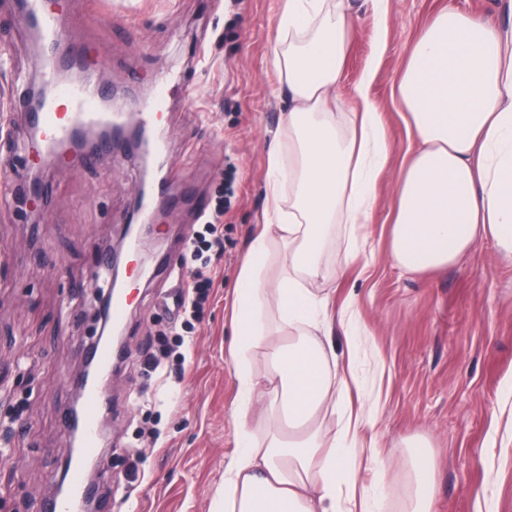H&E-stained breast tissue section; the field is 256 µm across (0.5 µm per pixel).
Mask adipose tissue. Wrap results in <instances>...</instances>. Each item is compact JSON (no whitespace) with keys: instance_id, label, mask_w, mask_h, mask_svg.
I'll list each match as a JSON object with an SVG mask.
<instances>
[{"instance_id":"obj_1","label":"adipose tissue","mask_w":512,"mask_h":512,"mask_svg":"<svg viewBox=\"0 0 512 512\" xmlns=\"http://www.w3.org/2000/svg\"><path fill=\"white\" fill-rule=\"evenodd\" d=\"M507 19L442 10L415 40L398 83L411 143L395 187L388 257L406 272L448 267L480 242L512 263V0ZM273 65L290 98L287 145L268 151L269 209L246 252L232 302L227 362L238 381L237 449L224 464L213 512H374L352 475L350 451L373 414L353 413L335 431L322 426L344 400L328 297L314 291L334 225L358 234L372 223L376 187L390 159L386 128L367 95L375 71L355 87L357 110L341 126L336 86L350 40L343 0H285ZM279 243L280 270H271ZM265 365L256 373L254 361ZM281 412L253 447L255 399ZM418 488L411 512H431L429 443L405 440Z\"/></svg>"}]
</instances>
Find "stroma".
I'll return each mask as SVG.
<instances>
[{"instance_id": "obj_1", "label": "stroma", "mask_w": 512, "mask_h": 512, "mask_svg": "<svg viewBox=\"0 0 512 512\" xmlns=\"http://www.w3.org/2000/svg\"><path fill=\"white\" fill-rule=\"evenodd\" d=\"M351 39L336 96L352 103L368 66V97L384 121L391 163L378 186L368 241L344 276L318 280L332 309L353 299L365 333L349 347L332 340L339 371L351 375L350 404L324 425L337 429L347 406L373 405L376 423L354 449L358 484L375 464L389 474L380 512H403L411 478L402 443H430L432 512H512V440L502 388L512 377V264L491 243L446 268L410 274L385 243L394 183L409 143L394 95L409 51L447 3L500 18L497 0H390L380 21L371 0H350ZM284 0H60L58 26L80 46L113 100L136 109L162 79L176 87L162 124L163 177L185 202L151 210L141 254L122 253L137 286L124 326L128 347L108 376L111 403L98 461L102 512H210L236 448L238 384L226 362L239 267L267 206V150L287 144L288 101L271 65ZM0 158L17 189L0 206V512H37L69 456L60 415L71 406L83 348L96 339L105 289L94 276L100 252L119 246L141 178L136 157L114 150L104 163L48 155L30 136L28 79L33 41L15 0H0ZM224 209L214 284L192 322L172 321L165 302L188 274L187 246L201 213ZM165 346L185 358L183 378L148 366ZM158 441H151V434Z\"/></svg>"}]
</instances>
